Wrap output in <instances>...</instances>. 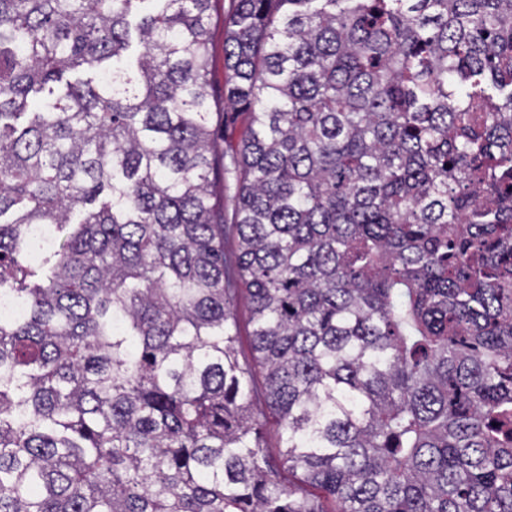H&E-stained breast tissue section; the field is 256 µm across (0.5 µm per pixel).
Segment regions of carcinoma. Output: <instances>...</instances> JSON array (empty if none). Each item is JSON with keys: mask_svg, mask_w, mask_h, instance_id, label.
Here are the masks:
<instances>
[{"mask_svg": "<svg viewBox=\"0 0 512 512\" xmlns=\"http://www.w3.org/2000/svg\"><path fill=\"white\" fill-rule=\"evenodd\" d=\"M234 2L230 264L213 0H0V512H512V0ZM210 60L211 93L220 104L224 101L225 82L227 74L224 70V29L221 24L214 25L208 45ZM212 127L221 138L222 147L226 152L224 153V171L223 159H218L212 189L224 198V214L230 216L236 205V177L230 156L240 142L245 127L244 116L231 111L224 114H213ZM234 314L237 322L238 335L240 342L238 345L240 351V360L252 362L250 332L252 326L250 324V305L245 292L239 291L236 299ZM261 441L266 453L272 457H277L282 449V427L272 417L262 420Z\"/></svg>", "mask_w": 512, "mask_h": 512, "instance_id": "cac0c4a2", "label": "carcinoma"}]
</instances>
